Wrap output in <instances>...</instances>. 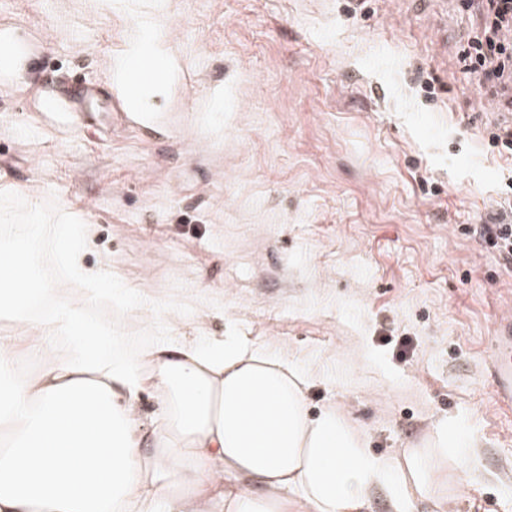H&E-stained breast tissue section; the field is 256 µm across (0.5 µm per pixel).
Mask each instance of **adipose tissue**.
I'll return each mask as SVG.
<instances>
[{
  "instance_id": "ef3b65f1",
  "label": "adipose tissue",
  "mask_w": 512,
  "mask_h": 512,
  "mask_svg": "<svg viewBox=\"0 0 512 512\" xmlns=\"http://www.w3.org/2000/svg\"><path fill=\"white\" fill-rule=\"evenodd\" d=\"M41 220L0 210V318L12 323L0 336V512H368L375 488L394 512L444 505L439 486L471 456L457 432L375 455L341 409L310 413V372L233 336L114 353L120 333L90 310L131 292L85 265L89 225L65 208ZM47 236L72 290L22 245Z\"/></svg>"
}]
</instances>
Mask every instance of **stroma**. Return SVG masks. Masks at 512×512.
<instances>
[{
  "label": "stroma",
  "mask_w": 512,
  "mask_h": 512,
  "mask_svg": "<svg viewBox=\"0 0 512 512\" xmlns=\"http://www.w3.org/2000/svg\"><path fill=\"white\" fill-rule=\"evenodd\" d=\"M28 47L0 83V200L59 203L91 225L90 267L151 303L103 301L118 352L235 336L316 378L368 450L473 446L451 512H512V411L489 393L512 270L465 232L512 224V115L473 105L461 0H0ZM151 18L176 64L155 127L114 113L110 60ZM44 39L35 42L34 30ZM101 84L90 122L27 106L37 85Z\"/></svg>",
  "instance_id": "obj_1"
}]
</instances>
